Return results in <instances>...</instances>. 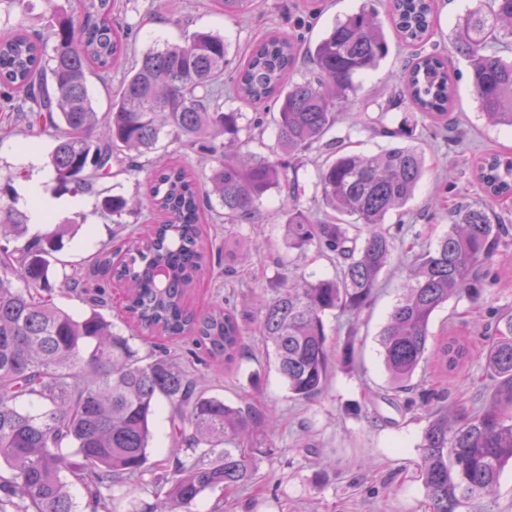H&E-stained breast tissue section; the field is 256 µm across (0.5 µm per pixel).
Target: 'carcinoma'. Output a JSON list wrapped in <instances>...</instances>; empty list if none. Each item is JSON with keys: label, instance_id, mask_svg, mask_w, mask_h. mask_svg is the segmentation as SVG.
Listing matches in <instances>:
<instances>
[{"label": "carcinoma", "instance_id": "obj_1", "mask_svg": "<svg viewBox=\"0 0 512 512\" xmlns=\"http://www.w3.org/2000/svg\"><path fill=\"white\" fill-rule=\"evenodd\" d=\"M50 9L40 31L23 22L0 30V97L18 103L30 130H52L50 164L57 189L81 192L112 177V158L127 170L170 138L201 157H217L201 193L187 169L157 166L146 198L159 222L124 252L102 249L93 266L112 272L126 288L124 315L150 336L192 337L209 359L232 365L243 356L244 326L229 307L193 312L186 297L206 267L199 224L218 202L224 223L251 224L260 202L280 192L278 216L288 249L310 246L335 268L331 278L283 285L259 301V328L277 370L295 400L327 386L330 355L324 316L369 305L390 263L403 225L386 224L405 206L423 170L416 146L366 156L343 145L318 169L322 213L298 204L300 186L286 175L293 161L320 144L336 125L338 103L358 90L356 78L388 55L383 25L372 7L336 22L322 39L272 33L255 44L230 77L245 101H272L277 145L288 161L242 151L237 112H226L227 46L221 35L197 32L166 43L127 65L129 32L117 22L116 0H68ZM255 0H220L226 16L243 15ZM391 24L408 45L424 42L434 25V0H392ZM53 54L45 55L47 41ZM512 0H492L471 11L459 32L458 52L470 66L482 112L512 127ZM312 76L292 80L301 60ZM126 73L108 112L99 114L87 78ZM404 93L422 116L448 125L452 86L448 62L415 55L401 76ZM484 201L458 207L434 246L413 254L403 293L379 334L391 389L407 392L421 362L432 359L453 373L472 358L467 340L445 336L430 343L434 313L452 298L476 302L492 284L490 261L508 233L491 205L512 197V154L481 159L475 170ZM122 196L103 197L104 214L128 209ZM67 225L26 238L25 216L0 202V512H77L70 492L78 485L93 512H112V491L128 484L155 488L152 512H179L206 491L245 486L259 470L258 445L245 441L258 421L275 422L252 406L234 407L207 392V379L165 353L140 356L95 299L75 316L39 291L52 288L51 259L64 248ZM17 278L24 287L13 286ZM489 403L453 413L430 393L422 436L419 479L431 512H458L493 493L512 464V309L486 325ZM36 400L40 410L23 404ZM168 405L172 451L147 467L151 417Z\"/></svg>", "mask_w": 512, "mask_h": 512}]
</instances>
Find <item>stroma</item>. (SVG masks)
Returning a JSON list of instances; mask_svg holds the SVG:
<instances>
[{"label":"stroma","instance_id":"1","mask_svg":"<svg viewBox=\"0 0 512 512\" xmlns=\"http://www.w3.org/2000/svg\"><path fill=\"white\" fill-rule=\"evenodd\" d=\"M121 19L131 31L134 54L178 42L196 31L223 34L232 64L242 62L249 49L273 30L302 33L319 39L336 19L358 11L365 0H257L250 12L230 18L221 14L217 0H169V8L157 10L154 0H120ZM491 0H437L433 34L418 46L391 38L390 51L380 67L360 76L361 87L341 108L327 141L341 140L352 148L375 155L396 146V139L380 136V128L413 131V145L424 154L425 172L414 197L391 212L388 223L404 222L406 240L419 247L433 245L447 230L449 215L459 204L479 202L484 194L474 176L477 161L493 153L512 152V131L487 122L473 92L468 62L456 52V31L462 17L477 8H489ZM435 53L452 62L453 97L449 127L432 126L408 103L395 102L401 89V72L413 55ZM225 110L241 113V137L246 150L271 156L277 152L272 130L254 127L256 109L235 98L222 96ZM54 141L49 133L30 131L22 113L0 102V175L10 176L12 191L31 181V173L19 170L13 148L34 147L48 157ZM154 156L143 157L142 170L130 172L113 164L110 179L82 195L81 204L55 212L50 224L29 228L40 237L53 225H72L65 247L54 262L51 298L75 314L88 308L85 295L62 289L61 283L78 269L88 270L102 249H122L127 238L148 225L147 214L124 216L112 223L102 215L103 196L133 197L143 194ZM277 197L264 199L253 224H227L212 217L201 227V237L211 256L208 271L187 297L191 309L203 310L231 299L238 304L249 352L241 364L222 370L208 369L192 354L191 338L167 341L170 353L181 356L189 369L207 372L211 394L228 403L248 402L259 412L277 417L275 428L259 424L252 439L262 449L257 482L236 491L206 492L191 512H428V500L417 470L419 446L427 411L418 405V392L434 388L448 393L449 403H482L489 380L479 355L487 345L484 327L493 314L512 309V236L490 264L494 284L482 300L453 299L438 309L430 325L433 336L453 331L469 343L475 357L445 377L424 364L416 372L415 390L394 394L380 356L378 336L401 293L408 274L410 255L396 246L390 264L379 279L372 304L352 315L335 313L325 318L331 357L326 389L307 402L292 400L273 360L258 358L263 338L256 307L241 306L243 296L265 299L275 294L282 279L297 276L329 277L331 264L316 248L305 253L289 251L284 228L276 214ZM253 242L232 272L224 270V244L239 236ZM353 346L352 362H343L345 346Z\"/></svg>","mask_w":512,"mask_h":512}]
</instances>
